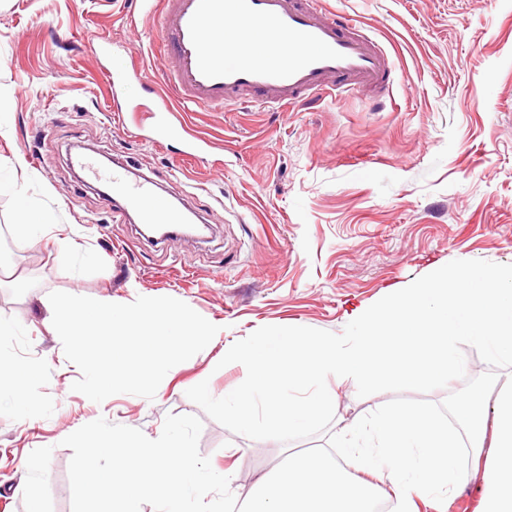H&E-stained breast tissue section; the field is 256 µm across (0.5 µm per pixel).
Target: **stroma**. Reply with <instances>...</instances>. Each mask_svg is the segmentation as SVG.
<instances>
[{"mask_svg":"<svg viewBox=\"0 0 512 512\" xmlns=\"http://www.w3.org/2000/svg\"><path fill=\"white\" fill-rule=\"evenodd\" d=\"M372 31L396 80L314 98L284 112L241 105L179 109L211 143L196 159L176 137L150 138L153 121L130 111L105 79L112 62L137 73L142 98L164 90L158 19L139 0H0V164L23 160L19 189L53 211L74 248L21 233L14 192L0 191V320L6 348L41 366L30 388L49 412L21 424L0 411V512H72L65 437L98 418L157 437L167 415H195L199 451L226 469L231 491L250 488L284 451L331 448L337 425L287 444L253 440L204 415L189 388L237 387L219 367L227 343L268 326L341 333L382 297L455 259L512 264V0H323ZM91 150L158 181L206 224L196 239L156 240L124 222L111 195L82 180L71 156ZM77 293L127 304L170 296L218 326L208 346L174 366L153 399L125 394L105 407L72 385L79 370L44 324L48 295ZM351 422L392 400L335 384ZM441 506L480 512L482 469Z\"/></svg>","mask_w":512,"mask_h":512,"instance_id":"stroma-1","label":"stroma"}]
</instances>
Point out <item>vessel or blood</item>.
<instances>
[{"mask_svg": "<svg viewBox=\"0 0 512 512\" xmlns=\"http://www.w3.org/2000/svg\"><path fill=\"white\" fill-rule=\"evenodd\" d=\"M159 23L173 60L175 97L201 107L247 103L279 112L316 95L369 90L381 96L395 82L385 50L321 0H165ZM171 100H160L154 130L183 137L187 156H199L210 143L185 120H174ZM76 164L108 182L139 223H182L152 177L130 175L121 163L101 169L85 154Z\"/></svg>", "mask_w": 512, "mask_h": 512, "instance_id": "b4317fda", "label": "vessel or blood"}]
</instances>
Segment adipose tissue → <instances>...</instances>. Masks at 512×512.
<instances>
[{
  "instance_id": "adipose-tissue-1",
  "label": "adipose tissue",
  "mask_w": 512,
  "mask_h": 512,
  "mask_svg": "<svg viewBox=\"0 0 512 512\" xmlns=\"http://www.w3.org/2000/svg\"><path fill=\"white\" fill-rule=\"evenodd\" d=\"M0 409L21 421L44 412L16 361L0 349ZM494 431L486 429L487 413ZM449 428L432 410H379L369 425L352 424L337 438L339 459L324 451L286 456L242 495L245 512H375L383 490H391L396 512H413L415 499L464 485L468 472L461 449L485 457L483 512H512V381L496 398L474 389ZM494 455L483 456L484 444Z\"/></svg>"
}]
</instances>
